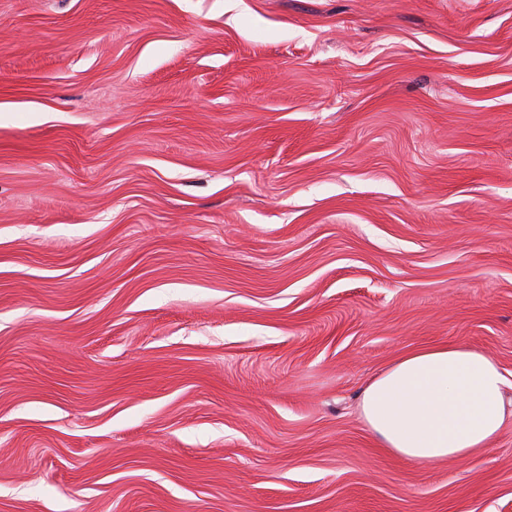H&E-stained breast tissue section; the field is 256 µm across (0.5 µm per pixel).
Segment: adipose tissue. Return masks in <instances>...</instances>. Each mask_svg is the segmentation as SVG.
I'll return each instance as SVG.
<instances>
[{
  "label": "adipose tissue",
  "instance_id": "obj_1",
  "mask_svg": "<svg viewBox=\"0 0 512 512\" xmlns=\"http://www.w3.org/2000/svg\"><path fill=\"white\" fill-rule=\"evenodd\" d=\"M360 413L377 447L426 465L488 449L512 421L499 366L460 344L403 354L363 389Z\"/></svg>",
  "mask_w": 512,
  "mask_h": 512
}]
</instances>
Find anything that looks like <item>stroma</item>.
Segmentation results:
<instances>
[{"mask_svg": "<svg viewBox=\"0 0 512 512\" xmlns=\"http://www.w3.org/2000/svg\"><path fill=\"white\" fill-rule=\"evenodd\" d=\"M432 343L512 383V0H0V512H512L358 413Z\"/></svg>", "mask_w": 512, "mask_h": 512, "instance_id": "35a3bbf8", "label": "stroma"}]
</instances>
